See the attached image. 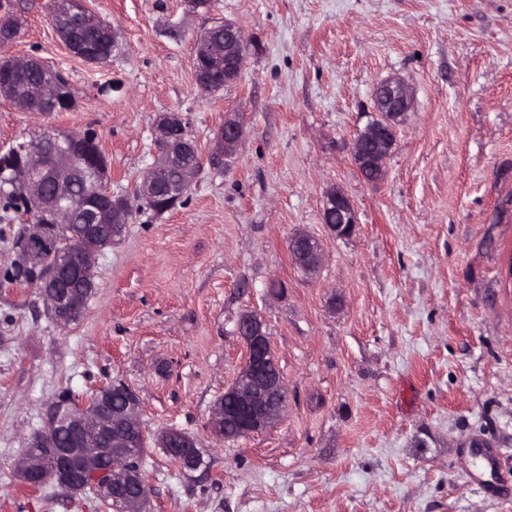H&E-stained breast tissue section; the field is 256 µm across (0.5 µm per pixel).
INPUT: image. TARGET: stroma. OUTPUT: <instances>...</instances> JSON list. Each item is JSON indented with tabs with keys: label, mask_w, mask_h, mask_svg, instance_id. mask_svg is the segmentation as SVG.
I'll return each mask as SVG.
<instances>
[{
	"label": "stroma",
	"mask_w": 512,
	"mask_h": 512,
	"mask_svg": "<svg viewBox=\"0 0 512 512\" xmlns=\"http://www.w3.org/2000/svg\"><path fill=\"white\" fill-rule=\"evenodd\" d=\"M50 5L22 10L0 57L58 68L77 105L22 112L0 98V153L91 130L123 193L153 162L161 113H181L204 152L226 113L246 132L185 203L133 219L102 251L79 321L59 328L35 289L0 285V512H110L89 491L28 487L16 464L58 393L84 401L113 380L138 393L152 437L151 512H512V0H211L206 13L86 0L119 32L102 65L70 54ZM224 19L248 50L240 81L211 94L195 43ZM395 76L413 103L371 183L349 145ZM334 187L359 218L346 239L323 219ZM297 233L321 245L314 272L288 254ZM247 311L288 407L261 434L220 441L211 408L244 362ZM170 429L206 468L158 447ZM482 447L497 468L481 467Z\"/></svg>",
	"instance_id": "stroma-1"
}]
</instances>
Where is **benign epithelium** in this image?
<instances>
[{
	"instance_id": "benign-epithelium-1",
	"label": "benign epithelium",
	"mask_w": 512,
	"mask_h": 512,
	"mask_svg": "<svg viewBox=\"0 0 512 512\" xmlns=\"http://www.w3.org/2000/svg\"><path fill=\"white\" fill-rule=\"evenodd\" d=\"M224 27V49L239 48L234 59L211 48V29H206L196 41V64L212 71H224V85L236 82L243 70L246 38L241 28L229 21ZM67 90L64 78L38 85L33 90L37 99L56 101ZM412 89L402 78H390L380 84L375 93L377 118L372 120L352 141L350 153L357 168L371 166L378 178L385 174V159L396 140L397 121L412 105ZM244 135L243 120L234 115L224 118L213 139L211 152L218 158L233 156ZM84 142L83 137L63 131L39 134V140L21 142L0 155V171L11 173L15 190L25 199L28 212L20 215L24 230L16 243L17 259L14 270L24 272L34 266L45 269L43 276L31 282L37 289L54 324L73 323L80 308L73 289V278L84 285L95 284V262L100 248L88 239L53 236L49 225L71 223V211L59 200L71 197V185L76 179L87 177L91 167L77 160L75 152ZM154 161L142 175L134 195L115 198L109 177L99 173L91 177L90 192L76 207L96 219L103 212L113 233L123 234L134 211L133 202L157 203L170 209L176 201L161 195V177L172 168L186 151L192 150L204 159L197 143L188 134L182 115L176 112L160 114L154 124ZM324 210L343 215L339 224L329 225L338 238H348L358 224L356 210L349 197L340 189H331L325 195ZM291 259L299 266L314 269L322 261L318 241L298 233L288 242ZM237 329L246 356L242 368L229 391L234 403L228 407L218 402L211 410L210 428L214 435H222L223 427L233 421L245 437L261 433L274 424L286 408V383L275 359L268 333L257 316L250 312L240 315ZM102 391L97 390L62 423L54 421L56 407L48 410L43 430L32 434L31 441H42L53 428L61 425L68 434L67 442L54 449L51 458L26 455L19 463V476L31 488H40L47 480L68 491L84 488L89 477L98 473L97 467L110 453L112 459L110 481L101 492L120 499L123 512H149L150 489L140 481L137 491H125L131 474L129 461L123 449L130 445V434L141 430L139 401L134 399L119 413L109 412L101 402ZM162 446L173 458L185 460L184 438L176 429H169L160 437Z\"/></svg>"
}]
</instances>
